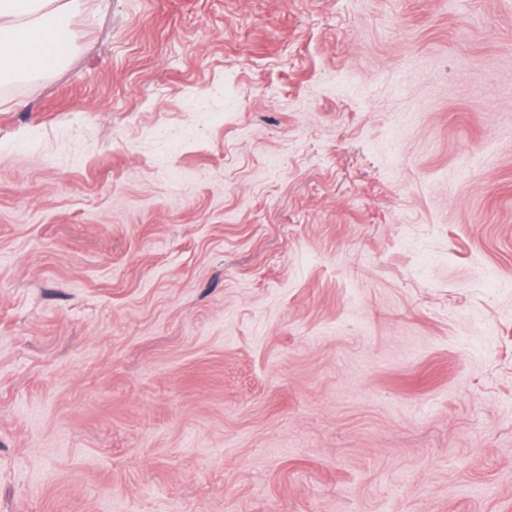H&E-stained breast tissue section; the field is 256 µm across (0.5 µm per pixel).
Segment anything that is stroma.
I'll return each mask as SVG.
<instances>
[{
	"label": "stroma",
	"mask_w": 512,
	"mask_h": 512,
	"mask_svg": "<svg viewBox=\"0 0 512 512\" xmlns=\"http://www.w3.org/2000/svg\"><path fill=\"white\" fill-rule=\"evenodd\" d=\"M0 81V512H512V0H108Z\"/></svg>",
	"instance_id": "1"
}]
</instances>
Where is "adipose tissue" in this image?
<instances>
[{
	"mask_svg": "<svg viewBox=\"0 0 512 512\" xmlns=\"http://www.w3.org/2000/svg\"><path fill=\"white\" fill-rule=\"evenodd\" d=\"M88 0H0V70H39L72 16Z\"/></svg>",
	"mask_w": 512,
	"mask_h": 512,
	"instance_id": "ef3b65f1",
	"label": "adipose tissue"
}]
</instances>
